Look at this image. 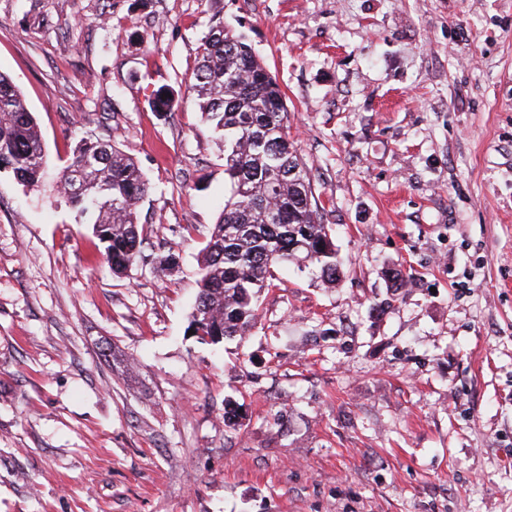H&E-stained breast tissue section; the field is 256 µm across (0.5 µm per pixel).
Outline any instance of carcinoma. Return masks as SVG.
<instances>
[{"mask_svg": "<svg viewBox=\"0 0 512 512\" xmlns=\"http://www.w3.org/2000/svg\"><path fill=\"white\" fill-rule=\"evenodd\" d=\"M183 90H151L157 112L189 100L224 143V207L202 249L198 295L189 328L221 345L245 335L258 318L261 291L284 264L313 267L321 281L340 278L332 229L323 223L310 175L288 131L277 79L241 34L217 19L201 38ZM47 155L20 90L0 73V171L25 186L39 185ZM56 192L92 225L104 260L116 274L136 264L162 276L178 262L146 249L138 224L150 185L114 140L82 136L58 173Z\"/></svg>", "mask_w": 512, "mask_h": 512, "instance_id": "obj_1", "label": "carcinoma"}]
</instances>
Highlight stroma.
Returning a JSON list of instances; mask_svg holds the SVG:
<instances>
[{
  "instance_id": "stroma-1",
  "label": "stroma",
  "mask_w": 512,
  "mask_h": 512,
  "mask_svg": "<svg viewBox=\"0 0 512 512\" xmlns=\"http://www.w3.org/2000/svg\"><path fill=\"white\" fill-rule=\"evenodd\" d=\"M216 18L280 83L343 272L277 269L221 346L187 327L224 151L148 101ZM0 72L49 161L0 172V512H512V0H0ZM86 132L142 169L175 276H114L54 192Z\"/></svg>"
}]
</instances>
